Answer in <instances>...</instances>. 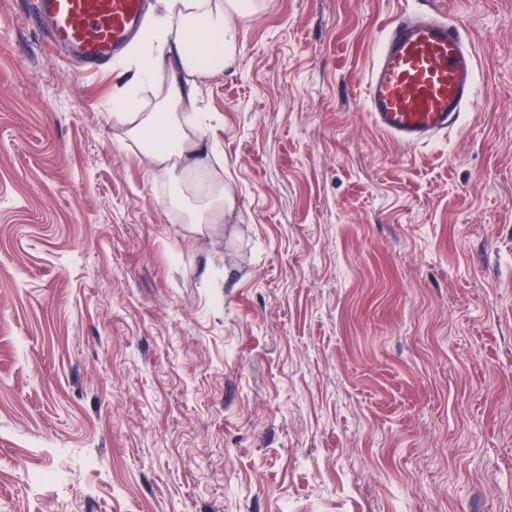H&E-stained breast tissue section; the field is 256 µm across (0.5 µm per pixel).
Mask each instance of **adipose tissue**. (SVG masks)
Masks as SVG:
<instances>
[{
    "label": "adipose tissue",
    "instance_id": "ef3b65f1",
    "mask_svg": "<svg viewBox=\"0 0 512 512\" xmlns=\"http://www.w3.org/2000/svg\"><path fill=\"white\" fill-rule=\"evenodd\" d=\"M160 10L148 15L146 46L132 45L140 59L137 81L158 82L161 90L152 107L130 110L127 96L113 101L112 122L126 139L138 144L149 166L172 174L177 162L204 167L209 154L201 123L184 110L200 80L223 72L233 57L237 19L255 16L264 0H159ZM228 194L211 182L186 203L182 219L188 224H218Z\"/></svg>",
    "mask_w": 512,
    "mask_h": 512
}]
</instances>
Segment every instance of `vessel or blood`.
I'll return each instance as SVG.
<instances>
[{
  "instance_id": "vessel-or-blood-1",
  "label": "vessel or blood",
  "mask_w": 512,
  "mask_h": 512,
  "mask_svg": "<svg viewBox=\"0 0 512 512\" xmlns=\"http://www.w3.org/2000/svg\"><path fill=\"white\" fill-rule=\"evenodd\" d=\"M147 0H34L52 50L88 73L111 65L141 32ZM477 58L459 26L404 11L387 25L365 85L375 127L419 145L451 131L475 98Z\"/></svg>"
}]
</instances>
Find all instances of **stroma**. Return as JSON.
I'll list each match as a JSON object with an SVG mask.
<instances>
[{"label":"stroma","instance_id":"35a3bbf8","mask_svg":"<svg viewBox=\"0 0 512 512\" xmlns=\"http://www.w3.org/2000/svg\"><path fill=\"white\" fill-rule=\"evenodd\" d=\"M201 81V179L118 141L0 0V512H512V0H435L478 55L405 147L364 88L422 0H265ZM195 202L187 199L183 210L173 204L183 214L182 220L186 224H219L224 217V206L228 198L224 184L211 182L203 190L192 195Z\"/></svg>","mask_w":512,"mask_h":512}]
</instances>
